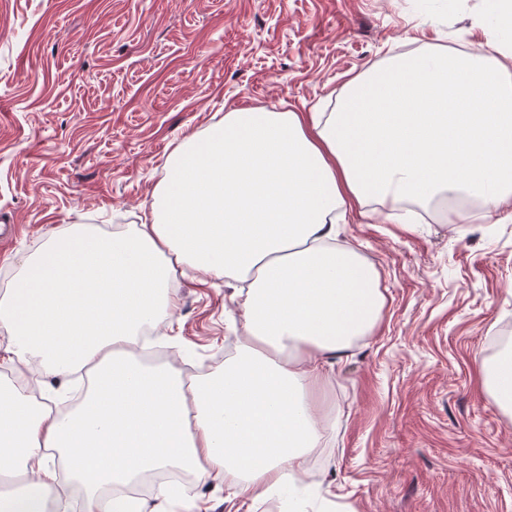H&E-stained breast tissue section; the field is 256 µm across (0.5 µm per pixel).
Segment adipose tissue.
<instances>
[{
  "label": "adipose tissue",
  "mask_w": 512,
  "mask_h": 512,
  "mask_svg": "<svg viewBox=\"0 0 512 512\" xmlns=\"http://www.w3.org/2000/svg\"><path fill=\"white\" fill-rule=\"evenodd\" d=\"M469 190L488 217L512 204V65L483 51L397 56L349 81L335 111L237 108L186 136L142 224L54 233L0 298V362L89 377L64 414L0 382V477L31 484L0 512H160L174 487L154 507L117 489L168 468L223 474L249 510L283 495L323 442L328 368L384 307L339 222L371 202L398 221L401 202ZM183 264L239 281L245 333L222 372L192 382L134 355ZM54 454L79 502L54 492Z\"/></svg>",
  "instance_id": "adipose-tissue-1"
}]
</instances>
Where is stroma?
Wrapping results in <instances>:
<instances>
[{
    "mask_svg": "<svg viewBox=\"0 0 512 512\" xmlns=\"http://www.w3.org/2000/svg\"><path fill=\"white\" fill-rule=\"evenodd\" d=\"M0 0V294L19 260L72 224L125 230L148 210L180 139L234 107L329 112L400 50L496 40L484 0ZM338 243L379 274L374 335L329 370V441L299 484L304 512H512V418L480 384L512 327V211L440 199L407 227L351 215ZM156 348L183 377L236 353L232 280L181 267ZM167 512H237L223 476L185 483Z\"/></svg>",
    "mask_w": 512,
    "mask_h": 512,
    "instance_id": "1",
    "label": "stroma"
}]
</instances>
